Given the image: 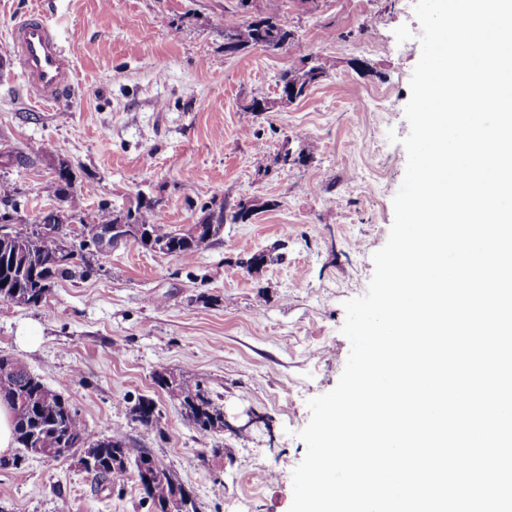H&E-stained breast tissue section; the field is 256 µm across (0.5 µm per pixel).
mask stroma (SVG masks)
Instances as JSON below:
<instances>
[{"mask_svg":"<svg viewBox=\"0 0 512 512\" xmlns=\"http://www.w3.org/2000/svg\"><path fill=\"white\" fill-rule=\"evenodd\" d=\"M414 2L252 0L253 12L285 16L294 41L230 54L222 31L237 0H0V199L17 205L15 229L57 205L63 165L85 224L101 206L139 204L178 232L213 200L276 203L191 257L87 252L40 307L0 302V354L67 397L92 436L148 450L200 512H237L244 497L249 512H289L308 402L336 386L350 353L343 304L366 292L394 219L421 54ZM31 11L54 23L75 67L59 104L30 100L9 51ZM403 24L414 37L400 43ZM311 57L328 61L329 77L293 104L248 111ZM286 148L308 162L257 175L258 155ZM257 251L270 262L238 266ZM162 368L202 380L224 429L197 432L156 385ZM142 397L161 414L158 431L131 414ZM142 496L131 476L95 482L74 451L0 467V512H148Z\"/></svg>","mask_w":512,"mask_h":512,"instance_id":"35a3bbf8","label":"stroma"}]
</instances>
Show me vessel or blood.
<instances>
[{
	"label": "vessel or blood",
	"instance_id": "b4317fda",
	"mask_svg": "<svg viewBox=\"0 0 512 512\" xmlns=\"http://www.w3.org/2000/svg\"><path fill=\"white\" fill-rule=\"evenodd\" d=\"M10 47L33 100L59 103L70 95L74 88L71 60L41 13L30 12L14 25Z\"/></svg>",
	"mask_w": 512,
	"mask_h": 512
}]
</instances>
